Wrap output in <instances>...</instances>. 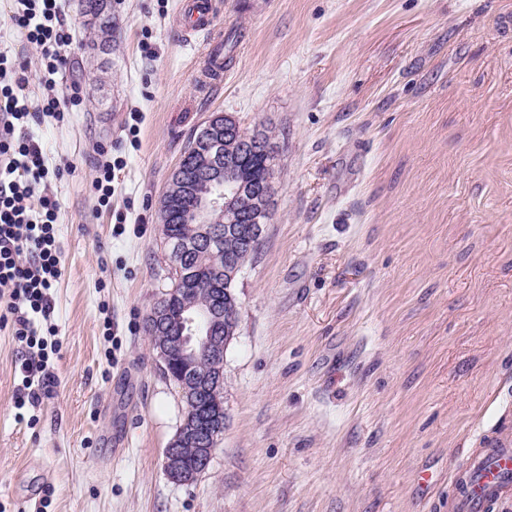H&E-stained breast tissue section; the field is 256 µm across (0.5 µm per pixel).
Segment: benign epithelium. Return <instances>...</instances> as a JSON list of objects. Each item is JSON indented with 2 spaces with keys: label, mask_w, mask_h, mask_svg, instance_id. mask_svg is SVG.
I'll list each match as a JSON object with an SVG mask.
<instances>
[{
  "label": "benign epithelium",
  "mask_w": 512,
  "mask_h": 512,
  "mask_svg": "<svg viewBox=\"0 0 512 512\" xmlns=\"http://www.w3.org/2000/svg\"><path fill=\"white\" fill-rule=\"evenodd\" d=\"M197 176L187 178L183 163L172 170L160 202L169 208L178 206L197 226L199 246L204 249L220 245L224 225L248 216L251 224L234 228L248 250L258 249L263 227L257 214L270 215L268 206L275 192L277 174L269 171L259 186H253L235 167L236 157L247 152L274 154L273 144L254 128L253 134L241 136L237 120L222 112L213 113L195 133ZM185 288L165 291L152 305L145 321L150 334L161 329L162 341L154 344L164 369L179 376L178 386L186 405L204 400L214 411L197 421L187 420L179 426L164 454V470L180 484L195 483L210 467L218 435L224 431V334L239 324V310L224 308L216 297L198 307L177 302Z\"/></svg>",
  "instance_id": "obj_1"
}]
</instances>
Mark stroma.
<instances>
[{"label": "stroma", "instance_id": "1", "mask_svg": "<svg viewBox=\"0 0 512 512\" xmlns=\"http://www.w3.org/2000/svg\"><path fill=\"white\" fill-rule=\"evenodd\" d=\"M179 3L111 0L104 49L63 2L58 80L84 100L32 129L66 169L62 346L32 426L0 329V512H455L450 469L512 429V0H216L238 38L207 85ZM215 112L268 128L280 173L237 281L224 436L186 486L163 468L183 402L144 319L171 285L160 196ZM102 147L126 161L106 207Z\"/></svg>", "mask_w": 512, "mask_h": 512}]
</instances>
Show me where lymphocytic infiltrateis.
<instances>
[{
  "label": "lymphocytic infiltrate",
  "mask_w": 512,
  "mask_h": 512,
  "mask_svg": "<svg viewBox=\"0 0 512 512\" xmlns=\"http://www.w3.org/2000/svg\"><path fill=\"white\" fill-rule=\"evenodd\" d=\"M11 23L39 53L34 66L0 50V325L11 324L22 349L15 390L21 409L49 394L54 377L47 360L60 347L51 322V290L61 275L60 204L49 187L64 171L49 164L30 129L63 123L83 98L79 85L57 87L73 39L60 0H13Z\"/></svg>",
  "instance_id": "obj_1"
}]
</instances>
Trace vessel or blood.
Instances as JSON below:
<instances>
[{
	"instance_id": "vessel-or-blood-1",
	"label": "vessel or blood",
	"mask_w": 512,
	"mask_h": 512,
	"mask_svg": "<svg viewBox=\"0 0 512 512\" xmlns=\"http://www.w3.org/2000/svg\"><path fill=\"white\" fill-rule=\"evenodd\" d=\"M180 28L189 39L206 36L208 56L223 51L212 0H181ZM456 478L462 486L456 512H495L499 504L512 501V431H501L484 447L467 452L456 468Z\"/></svg>"
}]
</instances>
